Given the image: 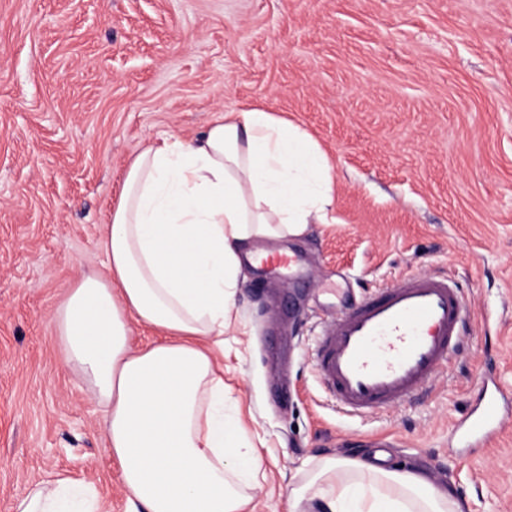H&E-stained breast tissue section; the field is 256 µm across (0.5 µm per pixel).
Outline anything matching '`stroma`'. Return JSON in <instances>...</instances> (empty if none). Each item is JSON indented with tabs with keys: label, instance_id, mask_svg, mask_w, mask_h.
Wrapping results in <instances>:
<instances>
[{
	"label": "stroma",
	"instance_id": "obj_1",
	"mask_svg": "<svg viewBox=\"0 0 512 512\" xmlns=\"http://www.w3.org/2000/svg\"><path fill=\"white\" fill-rule=\"evenodd\" d=\"M258 106L317 140L334 185L328 223L272 245L300 267L242 266L224 386L263 460L245 512H288L311 458L378 452L465 512H512V419L452 441L480 388L512 393V0H0V512L59 474L129 512L54 309L102 269L140 152ZM436 273L473 314L465 351L420 398L338 411L321 322Z\"/></svg>",
	"mask_w": 512,
	"mask_h": 512
}]
</instances>
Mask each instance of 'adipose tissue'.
<instances>
[{"label":"adipose tissue","instance_id":"ef3b65f1","mask_svg":"<svg viewBox=\"0 0 512 512\" xmlns=\"http://www.w3.org/2000/svg\"><path fill=\"white\" fill-rule=\"evenodd\" d=\"M332 165L298 124L262 108L220 114L128 168L106 226L105 269L65 289L53 323L64 363L104 409L103 432L135 512H243L262 467L224 418V331L241 256L324 220ZM160 341L135 349L130 324ZM90 489L41 481L14 512H91ZM289 512H462L410 471L321 458Z\"/></svg>","mask_w":512,"mask_h":512}]
</instances>
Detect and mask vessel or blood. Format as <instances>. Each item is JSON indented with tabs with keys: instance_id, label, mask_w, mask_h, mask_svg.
I'll list each match as a JSON object with an SVG mask.
<instances>
[{
	"instance_id": "b4317fda",
	"label": "vessel or blood",
	"mask_w": 512,
	"mask_h": 512,
	"mask_svg": "<svg viewBox=\"0 0 512 512\" xmlns=\"http://www.w3.org/2000/svg\"><path fill=\"white\" fill-rule=\"evenodd\" d=\"M462 294L440 274L412 275L375 290L323 324L312 352L317 378L343 412L372 415L429 389L465 342ZM512 396L481 390L467 435L489 437Z\"/></svg>"
}]
</instances>
